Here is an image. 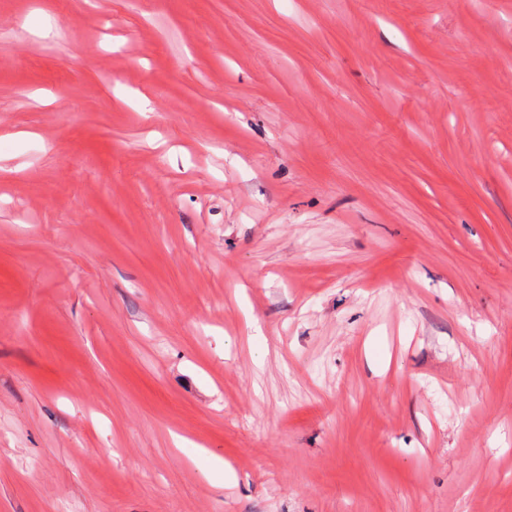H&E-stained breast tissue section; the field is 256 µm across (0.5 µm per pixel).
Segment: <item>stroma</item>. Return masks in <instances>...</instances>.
Listing matches in <instances>:
<instances>
[{"mask_svg": "<svg viewBox=\"0 0 512 512\" xmlns=\"http://www.w3.org/2000/svg\"><path fill=\"white\" fill-rule=\"evenodd\" d=\"M0 512H512V0H0Z\"/></svg>", "mask_w": 512, "mask_h": 512, "instance_id": "35a3bbf8", "label": "stroma"}]
</instances>
